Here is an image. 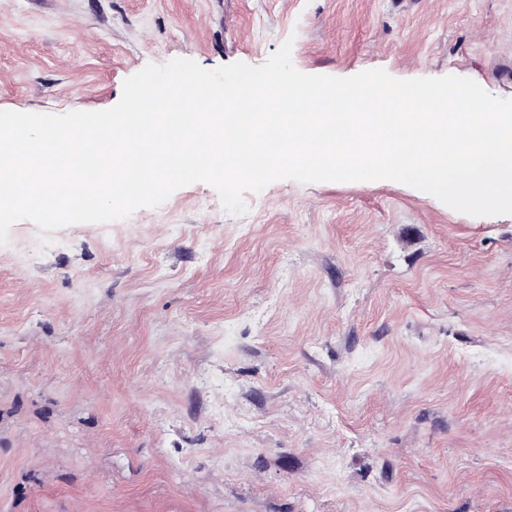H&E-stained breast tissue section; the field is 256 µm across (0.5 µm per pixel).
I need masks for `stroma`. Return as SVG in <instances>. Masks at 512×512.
Listing matches in <instances>:
<instances>
[{
	"label": "stroma",
	"mask_w": 512,
	"mask_h": 512,
	"mask_svg": "<svg viewBox=\"0 0 512 512\" xmlns=\"http://www.w3.org/2000/svg\"><path fill=\"white\" fill-rule=\"evenodd\" d=\"M453 74L512 98V0H0V110L147 63ZM0 246V512H512V215L279 180Z\"/></svg>",
	"instance_id": "obj_1"
}]
</instances>
